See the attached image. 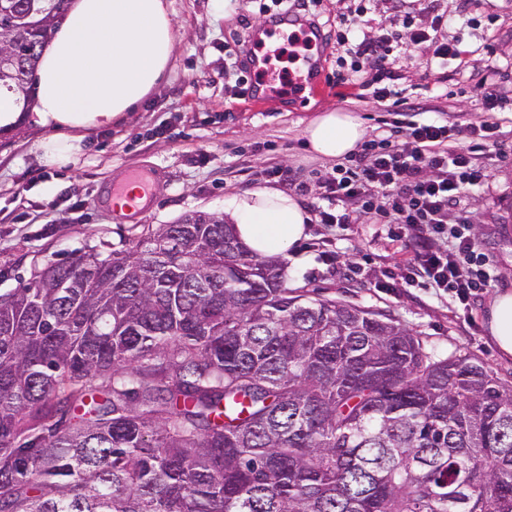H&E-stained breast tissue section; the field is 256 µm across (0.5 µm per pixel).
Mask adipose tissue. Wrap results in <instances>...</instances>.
I'll return each mask as SVG.
<instances>
[{
	"instance_id": "obj_1",
	"label": "adipose tissue",
	"mask_w": 512,
	"mask_h": 512,
	"mask_svg": "<svg viewBox=\"0 0 512 512\" xmlns=\"http://www.w3.org/2000/svg\"><path fill=\"white\" fill-rule=\"evenodd\" d=\"M173 50L164 0H74L36 72L34 118L55 131L40 145L44 164L71 162L83 132L136 111L166 79ZM365 134L359 118L339 110L303 130L311 150L330 159L356 152ZM224 211L236 238L262 257L294 258L310 220L296 198L268 187L233 196ZM488 330L499 352L512 357V290L494 295Z\"/></svg>"
}]
</instances>
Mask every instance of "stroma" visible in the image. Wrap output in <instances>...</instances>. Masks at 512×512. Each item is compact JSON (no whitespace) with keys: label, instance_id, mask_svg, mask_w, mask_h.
I'll list each match as a JSON object with an SVG mask.
<instances>
[{"label":"stroma","instance_id":"35a3bbf8","mask_svg":"<svg viewBox=\"0 0 512 512\" xmlns=\"http://www.w3.org/2000/svg\"><path fill=\"white\" fill-rule=\"evenodd\" d=\"M455 17L459 13L490 19L493 54L478 51L462 69H442L431 61L430 46L413 48L401 40L389 60L393 85L402 95L422 100V112H385L372 97L358 98L336 82L337 68H349L347 49L332 29L337 16L360 17L363 31L401 28V11L423 21L428 4ZM175 47L167 79L127 120L87 133L77 163L49 167L41 163L40 144L51 129L29 122L11 134H0V289L29 280L46 260L101 244L121 250L134 246L148 226L171 224L205 211L223 214L224 200L234 193L280 187V172L292 170L307 187L298 201L319 203L322 184L337 162L310 152L302 130L328 110L353 113L364 124L367 139L388 137L404 144L411 124L429 120L438 108L458 125V141L467 128L496 124L503 155H486L490 178L470 189L463 204L492 261L495 280L471 310L422 286L386 287L390 274L408 253L388 237L379 213L361 214L353 224H324L312 217L308 237L300 242L301 261L286 263L289 290L310 298L344 302L390 315L426 341L440 356L465 354L512 384V358L501 356L489 338L486 320L496 292L512 289V105L500 112L483 111L474 85L498 67L499 86H512V0H315L324 34L303 67L316 89L288 96L277 88L285 77L276 53L272 27L274 0H167ZM245 43L253 53L267 52L270 93L239 95L229 76L228 45ZM133 169L160 171L147 206L124 215L102 200L108 181ZM325 249H318V242Z\"/></svg>","mask_w":512,"mask_h":512}]
</instances>
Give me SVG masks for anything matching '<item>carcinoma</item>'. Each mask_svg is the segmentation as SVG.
Returning <instances> with one entry per match:
<instances>
[{"label": "carcinoma", "instance_id": "cac0c4a2", "mask_svg": "<svg viewBox=\"0 0 512 512\" xmlns=\"http://www.w3.org/2000/svg\"><path fill=\"white\" fill-rule=\"evenodd\" d=\"M69 4L0 0L24 112ZM0 512H512V386L195 212L0 291Z\"/></svg>", "mask_w": 512, "mask_h": 512}]
</instances>
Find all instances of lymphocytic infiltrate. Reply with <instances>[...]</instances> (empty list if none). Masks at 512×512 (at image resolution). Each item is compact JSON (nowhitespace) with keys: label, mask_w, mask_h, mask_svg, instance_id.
Segmentation results:
<instances>
[{"label":"lymphocytic infiltrate","mask_w":512,"mask_h":512,"mask_svg":"<svg viewBox=\"0 0 512 512\" xmlns=\"http://www.w3.org/2000/svg\"><path fill=\"white\" fill-rule=\"evenodd\" d=\"M447 24V15L435 9L426 27H415L410 16L402 18L410 43H435L434 56L443 66L460 61L465 53L464 40L437 42L438 31ZM336 40L353 45L351 67L359 89L371 90L386 111H414V104L385 84L391 76L387 62L398 33L383 29L362 34L356 20L340 16ZM469 136L468 145H456L454 126L427 121L411 126L407 145L386 138L366 142L325 182L324 196L336 208L320 211L321 223H351L354 216L370 209L372 194L381 193L380 215L391 224L392 237L412 246L413 254L401 274L404 283L423 282L436 295L469 305L490 287L493 275L491 261L460 203L464 190L488 181L482 157L502 151L491 124L470 126Z\"/></svg>","instance_id":"1"}]
</instances>
